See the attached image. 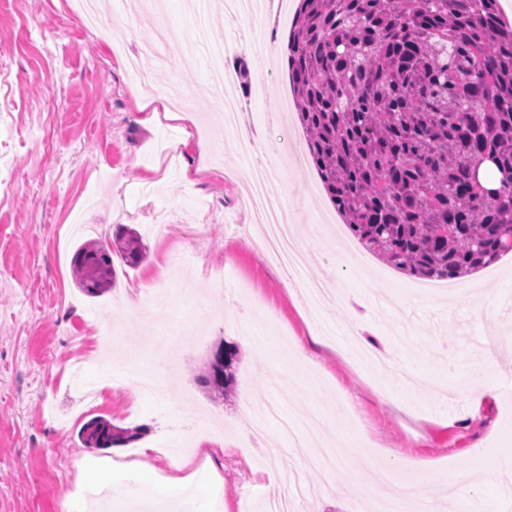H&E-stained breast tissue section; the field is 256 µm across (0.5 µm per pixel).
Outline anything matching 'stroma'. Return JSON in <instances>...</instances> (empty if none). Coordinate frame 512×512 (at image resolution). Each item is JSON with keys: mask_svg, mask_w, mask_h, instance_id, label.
<instances>
[{"mask_svg": "<svg viewBox=\"0 0 512 512\" xmlns=\"http://www.w3.org/2000/svg\"><path fill=\"white\" fill-rule=\"evenodd\" d=\"M110 21L108 38L83 28L65 0H0V512H87L92 485L81 470L97 472L109 485L120 512H130V487L113 484V464L153 449L161 476H171L168 446L192 438V462L209 460L212 480L228 512H259L260 490L276 487L293 472L310 495L298 512H353L375 471L399 476L426 472L425 486L449 482L440 512H456L461 492L454 478L475 474L470 499H488L498 512H512V255L497 274L479 270L467 283L486 278L501 287L493 308L463 292L448 309L447 291L435 299L417 295L416 278L362 250L363 274L341 269L337 243L354 244L325 194L314 166L292 170L270 195L288 207L294 224L311 240L303 261L318 278L337 284L344 300L386 277L371 309L359 310L363 336L392 350L394 335L408 343L398 361L420 379L399 391L394 366L368 368L322 347L304 354V371L288 368L271 339L250 344L243 324L271 317L287 336L305 345L313 321L271 263L249 222L239 176L238 144L251 139L257 150L285 144L308 147L296 123L285 43L298 0L271 6L245 23L208 0V24L199 30L189 0H162L167 26L184 40L182 49L156 56L144 52L156 29L142 0L115 12L113 0H96ZM233 45L231 69L239 81V121L214 134L219 90L208 65L207 46ZM178 85L182 120L158 116L141 122L144 97H164ZM209 143L222 166L191 175L164 176L163 140ZM165 207L169 230L145 235L147 257L135 268L115 262L118 281L97 298L77 287L72 256L85 236L72 218L103 226L111 238L119 214ZM224 275L223 293L208 286L210 272ZM150 299L154 309L136 326L132 341L106 351L101 323L123 321L127 302ZM237 347L232 392L213 401L195 377L221 345ZM492 348L493 399L473 408V375L482 369L477 353ZM118 359V366L104 363ZM161 369L168 391L129 385L102 389L97 403L81 399L99 386L104 371L121 365ZM303 389L283 412L323 421L349 446L366 443L367 465L359 473L332 474L306 463L276 421L266 423V447H248L250 426L240 408L256 410L278 396L275 373ZM385 386L378 398L373 384ZM102 416L124 428L144 427L125 446L85 447L79 432ZM193 434H186L183 418Z\"/></svg>", "mask_w": 512, "mask_h": 512, "instance_id": "35a3bbf8", "label": "stroma"}]
</instances>
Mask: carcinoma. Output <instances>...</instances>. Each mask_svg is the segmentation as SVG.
<instances>
[{
  "instance_id": "obj_1",
  "label": "carcinoma",
  "mask_w": 512,
  "mask_h": 512,
  "mask_svg": "<svg viewBox=\"0 0 512 512\" xmlns=\"http://www.w3.org/2000/svg\"><path fill=\"white\" fill-rule=\"evenodd\" d=\"M287 63L311 161L361 244L423 280L512 251V25L499 0H299ZM487 157L500 175L489 196L473 176ZM144 252L124 224L110 244L83 243L80 288L101 295L112 254L134 268ZM196 380L225 397L234 375L211 358ZM140 436L101 416L80 431L89 448Z\"/></svg>"
}]
</instances>
